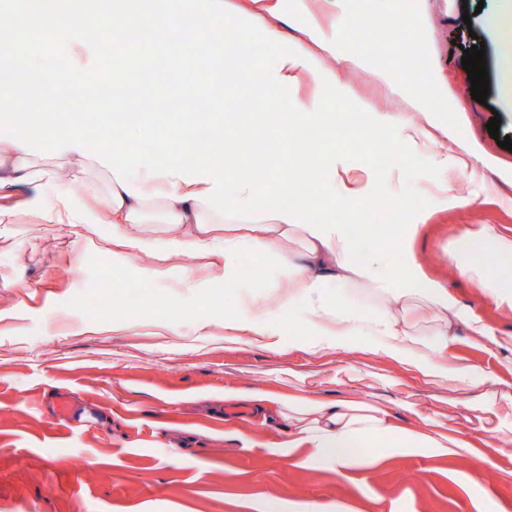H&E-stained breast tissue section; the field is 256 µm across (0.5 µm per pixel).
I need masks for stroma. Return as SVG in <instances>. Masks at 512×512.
<instances>
[{"mask_svg":"<svg viewBox=\"0 0 512 512\" xmlns=\"http://www.w3.org/2000/svg\"><path fill=\"white\" fill-rule=\"evenodd\" d=\"M405 8L426 43L424 70L448 79L455 131L449 154L475 146L497 169L477 180L459 170L422 176L416 190L429 201L415 218L417 262L499 332L512 334V308L461 280L454 243L462 226L494 224L512 232V151L486 125L500 115V135L512 136V109L501 68L494 14L512 0H347L336 11L343 26L360 16L388 26ZM470 22H463L464 10ZM485 43L490 94L471 96L461 64L474 40ZM337 49L350 57L337 87L367 112L412 111L414 89L385 83L395 45ZM455 204L441 206L445 191ZM111 228L89 224H0V512H498L512 510V480L497 468L476 470L424 452L395 453L381 464L337 479L323 466H299L276 453V417L259 423L250 396L288 393L305 385L324 399L370 400L415 423L418 414L459 415L448 388L427 383L381 354L357 350L308 353L293 338L295 322L281 314L277 337L241 340L224 329V309L242 294L270 295L284 281L270 260L244 251L237 280L189 276L186 254L156 277L124 262ZM183 317H162L168 308ZM357 374L349 386L344 374ZM228 391L236 400H225ZM94 407L99 416L78 426L60 402Z\"/></svg>","mask_w":512,"mask_h":512,"instance_id":"obj_1","label":"stroma"}]
</instances>
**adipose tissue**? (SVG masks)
I'll use <instances>...</instances> for the list:
<instances>
[{
	"mask_svg": "<svg viewBox=\"0 0 512 512\" xmlns=\"http://www.w3.org/2000/svg\"><path fill=\"white\" fill-rule=\"evenodd\" d=\"M261 18L270 31L287 36L296 22L301 46L319 51L321 67L335 71L336 26L313 10L310 0H229ZM398 71L402 82L420 85L414 113L386 112L377 124L394 133L393 147L416 145L419 137L432 142L451 138L447 123L430 108L442 98L438 76H422V42L403 39ZM214 153L192 156L194 135L181 136L180 155L167 148L144 145L119 154L102 147L90 149L81 125L45 149L32 133L28 112L15 110L10 130L0 131V224H108L112 244L126 260L149 256L156 264L192 252L199 259L196 275L223 272L232 285L241 252L267 254L284 274L286 287L277 290L275 307L258 298L225 314L224 326L240 336H271L272 311L298 316V343L306 351L348 352L369 346L426 381L448 385L456 392L455 406L477 414L478 423L465 430L453 422L419 416L407 425L388 409L369 402L327 401L299 391L286 396L260 393L253 400L259 412L277 415L282 423L279 455L298 465H322L337 476L377 465L394 451H423L451 462L499 466L505 449L485 435L486 423L512 428V391L493 370L456 356L459 328L482 340L491 350L512 353V336L500 335L482 317L462 306L440 282L429 277L414 259L412 240L418 225L390 247L404 256L400 272L385 260L386 251L354 260L357 240L350 225L331 219L309 220L301 202L288 201L305 178L282 182L269 169L224 149V133H211ZM459 273L490 289L496 304L512 307V289L491 284L483 264L485 252L512 270V236L489 224L466 228L455 240ZM400 302L394 315L351 301L352 291ZM427 304L438 324L429 334L417 333L412 314ZM309 456H302V449Z\"/></svg>",
	"mask_w": 512,
	"mask_h": 512,
	"instance_id": "obj_1",
	"label": "adipose tissue"
}]
</instances>
